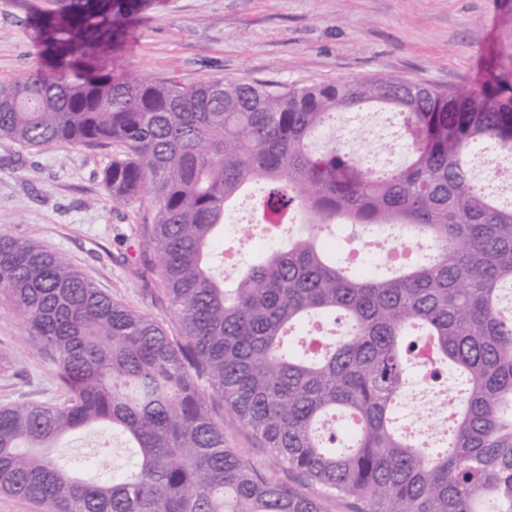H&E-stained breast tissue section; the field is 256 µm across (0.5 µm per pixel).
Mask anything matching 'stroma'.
Listing matches in <instances>:
<instances>
[{"label": "stroma", "mask_w": 512, "mask_h": 512, "mask_svg": "<svg viewBox=\"0 0 512 512\" xmlns=\"http://www.w3.org/2000/svg\"><path fill=\"white\" fill-rule=\"evenodd\" d=\"M43 0H0V82L38 61L31 24ZM123 59L129 72L305 86L400 76L452 92L481 81L486 60L512 68V0H148ZM108 149H24L0 139V234L63 254L94 286L151 313L126 258L145 214L102 184ZM54 366L31 352L24 320L0 306V406L62 400Z\"/></svg>", "instance_id": "35a3bbf8"}]
</instances>
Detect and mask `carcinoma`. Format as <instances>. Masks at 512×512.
Returning a JSON list of instances; mask_svg holds the SVG:
<instances>
[{"label":"carcinoma","mask_w":512,"mask_h":512,"mask_svg":"<svg viewBox=\"0 0 512 512\" xmlns=\"http://www.w3.org/2000/svg\"><path fill=\"white\" fill-rule=\"evenodd\" d=\"M144 0H56L35 14L41 64L0 82V138L112 149V200L154 211L134 272L158 277L179 335L103 294L68 259L0 234V301L50 358L59 403L0 407V495L45 512H512V206L471 176L475 150L512 161V70L442 92L397 76L301 87L140 77L120 52ZM393 112L403 162L377 174L334 138L339 115ZM262 184L274 245L231 285L212 265L230 203ZM351 228L343 254L320 233ZM457 384L447 449L398 426L413 366ZM268 448L245 461L224 415ZM113 448L58 453L91 427ZM277 470L295 481L276 480Z\"/></svg>","instance_id":"cac0c4a2"}]
</instances>
